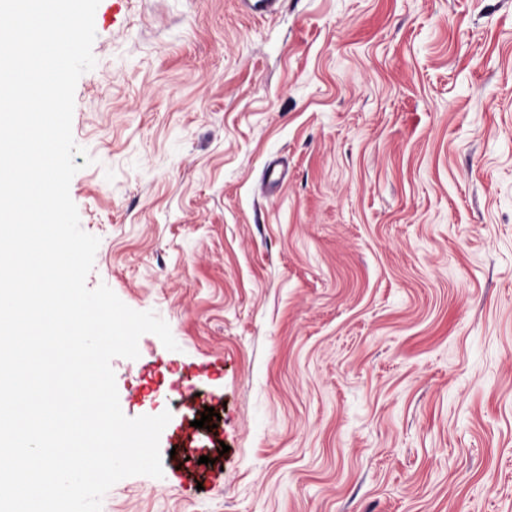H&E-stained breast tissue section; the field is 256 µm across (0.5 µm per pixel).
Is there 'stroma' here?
Instances as JSON below:
<instances>
[{
	"label": "stroma",
	"mask_w": 512,
	"mask_h": 512,
	"mask_svg": "<svg viewBox=\"0 0 512 512\" xmlns=\"http://www.w3.org/2000/svg\"><path fill=\"white\" fill-rule=\"evenodd\" d=\"M94 22L86 285L178 344L112 361L123 413L171 420L163 478L102 512H512V0H100Z\"/></svg>",
	"instance_id": "obj_1"
}]
</instances>
